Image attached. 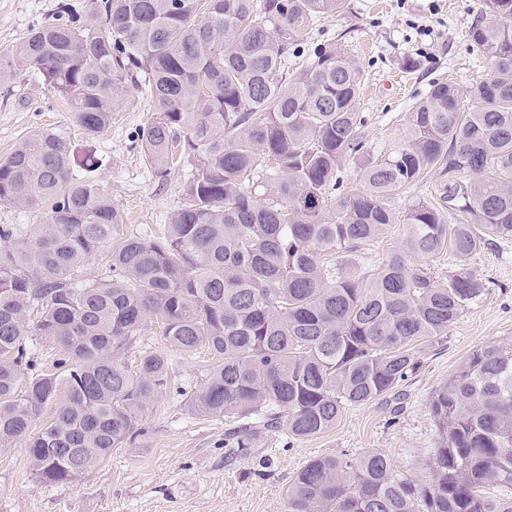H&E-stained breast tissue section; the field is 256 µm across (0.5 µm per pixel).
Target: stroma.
<instances>
[{
	"label": "stroma",
	"mask_w": 512,
	"mask_h": 512,
	"mask_svg": "<svg viewBox=\"0 0 512 512\" xmlns=\"http://www.w3.org/2000/svg\"><path fill=\"white\" fill-rule=\"evenodd\" d=\"M65 3L88 16L89 0H0V53ZM484 8V0H346L311 30L310 42L343 44L363 73L356 110L371 156L407 143L408 112L432 83L465 91L488 75L489 62L468 38ZM151 116L150 101L131 90L111 126L86 136L40 75L19 70L0 83V158L35 130L58 133L77 158H92L91 176L122 211L125 232L156 236L181 205L190 167H176L163 182L146 167L135 134ZM470 264L486 282L483 300L461 313L439 343L419 350L412 377L380 400L346 407L332 430L293 440L285 429L259 424L250 455L242 456L226 444L235 419L198 416L170 394L146 419L145 437L74 482L36 480L24 443L0 454V512H288L286 488L309 460L369 449L384 451L411 478L428 477L440 441L429 405L434 391L473 350L512 343V239L481 250ZM260 457L271 461L262 473L254 464Z\"/></svg>",
	"instance_id": "obj_1"
}]
</instances>
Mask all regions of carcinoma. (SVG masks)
<instances>
[{"mask_svg": "<svg viewBox=\"0 0 512 512\" xmlns=\"http://www.w3.org/2000/svg\"><path fill=\"white\" fill-rule=\"evenodd\" d=\"M344 4L90 0L91 24L64 7L0 55V78L40 74L88 136L109 128L128 88L145 91L143 160L160 181L177 158L191 167L165 235L148 239L120 235L112 197L56 133L0 159V203L45 215L27 237L0 226V454L25 439L37 480H77L145 435L169 351L199 346L214 361L179 391L192 410L281 418L308 439L413 376L417 350L482 299L469 260L512 237V0H485L489 20L469 28L489 74L465 95L433 84L409 112L407 144L363 163L342 193L341 164L368 153L362 72L334 43L297 72L288 57ZM431 167L448 182L398 214L393 199ZM394 224L402 244L372 261ZM448 250L459 264L439 277L426 260ZM102 251L108 275L83 278ZM153 319L163 348L140 342ZM38 337L58 348L48 368ZM430 409L441 441L429 480L381 450L316 457L289 483L288 512H512L482 495L512 485V344L474 350Z\"/></svg>", "mask_w": 512, "mask_h": 512, "instance_id": "obj_1", "label": "carcinoma"}]
</instances>
